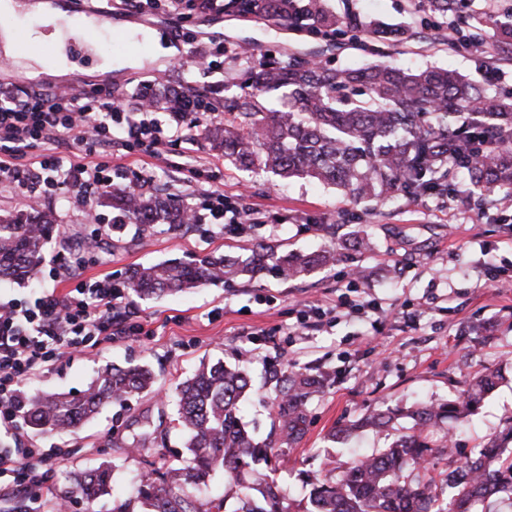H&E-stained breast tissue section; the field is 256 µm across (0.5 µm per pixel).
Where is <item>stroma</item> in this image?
<instances>
[{
  "label": "stroma",
  "mask_w": 512,
  "mask_h": 512,
  "mask_svg": "<svg viewBox=\"0 0 512 512\" xmlns=\"http://www.w3.org/2000/svg\"><path fill=\"white\" fill-rule=\"evenodd\" d=\"M41 2L12 0L13 15L0 13V56L6 54V30L20 34L29 28L55 35L62 55L58 65L46 63L37 51L9 56L8 66L0 67V84L17 92L103 86L128 109L145 82L160 91L230 95L238 93L244 70L270 57H314L331 68L375 59L370 39L341 38L329 46L306 32L258 17L190 9L182 17H167L128 9L119 0H99L92 11L78 9L73 0H49L52 9L46 12ZM328 3L340 13L420 29L414 40L383 46L384 61L453 69L481 85L492 81L484 67L494 54L491 41L449 49L422 27L423 15L413 11L411 0ZM205 36L223 40V52L212 53L208 72L185 71V62ZM239 45L251 47L252 56H236ZM190 155L216 161L214 185L238 195L241 206L259 209L262 223L235 234L204 223L187 231L157 224L146 232L128 224L110 231L94 261L78 268L80 277L108 274L121 285L142 264L210 252L239 255L259 242L307 252L336 244V263L296 281L260 274L172 296L133 298L145 335L99 338L85 352L64 354L48 373L27 379L30 388L80 391L106 364H146L158 377L153 390L107 405L76 433L41 434L25 425L15 430L0 424V448L18 441L33 448L28 463L33 474H45L54 497H65L71 473L103 462L118 470L113 496L133 497L139 474L157 458L158 444H165L166 455L182 452L172 422L174 391L204 360L221 359L248 369L253 390L244 402V419L258 439L273 440L269 473L297 501L308 493L304 474L344 470L354 454L377 452L412 427L410 419L401 418L383 432L368 430L344 443L331 439L335 426L368 411L407 407L417 400H452L474 376L496 370L503 378L480 413L449 435L455 457L464 458L512 425V220L499 204L473 205L461 184L446 198L425 195L382 206L356 204L313 179H276L246 171L200 136L166 146L156 192L188 198L191 189L181 166ZM358 230L373 238V251L341 248V241ZM492 265L502 275L490 288L485 273ZM352 269L360 273L354 288L348 287L346 277ZM303 300L333 305L335 311L317 327L285 335V326L296 323ZM341 300H368L372 306L348 314L338 308ZM289 372L321 379L306 405L302 430L293 439L280 436L273 425L281 377ZM55 452L63 461L53 468L48 456Z\"/></svg>",
  "instance_id": "stroma-1"
}]
</instances>
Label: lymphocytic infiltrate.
<instances>
[{
  "mask_svg": "<svg viewBox=\"0 0 512 512\" xmlns=\"http://www.w3.org/2000/svg\"><path fill=\"white\" fill-rule=\"evenodd\" d=\"M98 107L80 85L46 94L0 90V190L24 197L29 207L62 196L86 222L97 220L95 200L112 186V163L141 153L161 159L167 144L184 140L180 113L162 121L155 111L153 84L142 85L136 106L117 104L110 89L99 90ZM215 226L253 224L255 209L238 207L222 189L202 192ZM123 289L111 276L77 282L65 293L43 291L32 306L0 300V421L20 417V383L52 368L83 339L141 332L131 323Z\"/></svg>",
  "mask_w": 512,
  "mask_h": 512,
  "instance_id": "f902f5d3",
  "label": "lymphocytic infiltrate"
}]
</instances>
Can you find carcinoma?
Returning a JSON list of instances; mask_svg holds the SVG:
<instances>
[{
    "mask_svg": "<svg viewBox=\"0 0 512 512\" xmlns=\"http://www.w3.org/2000/svg\"><path fill=\"white\" fill-rule=\"evenodd\" d=\"M462 0H416L431 17L455 21L453 35L480 44L492 32L497 50L512 54V10L464 13ZM224 10L263 16L281 26L329 43L351 35L376 41L413 39L414 30H387L357 16L334 13L326 0H224ZM240 93L209 106L225 114L205 122L199 134L241 168L282 179L311 178L332 185L355 203L383 204L398 196H445L448 182L461 179L481 205L498 194L512 195V88L490 89L438 68L408 69L377 61L332 70L292 57L269 60L240 78ZM112 208L132 224L184 226L186 209L173 196L112 191ZM55 224L49 211L0 216V278H33ZM336 262V249L282 253L255 244L246 256L212 253L168 259L136 269L126 288L140 298L230 283L268 272L299 280ZM501 375L484 372L460 395L440 404L376 410L330 433L344 441L361 428L383 430L405 413L411 432L370 457L355 458L337 475L314 476L306 503H297L260 467L270 444L255 440L243 422L241 405L252 390L241 367L203 362L177 388L175 427L184 435L183 465L167 464L143 475L138 501L144 512H222L224 500L205 497L215 476L224 495L237 500L234 512H476L475 506L501 494L512 496V425L462 461L451 448L429 441L435 428L453 430L470 422ZM146 366L104 367L86 389L43 392L21 389L17 404L27 426L40 433L75 431L115 401L152 389ZM277 419L293 437L312 392L315 376L289 374L282 380ZM448 456L441 483L450 494L439 504L438 482L428 459ZM114 468L102 464L71 479L69 493L88 503L111 494Z\"/></svg>",
    "mask_w": 512,
    "mask_h": 512,
    "instance_id": "1",
    "label": "carcinoma"
}]
</instances>
